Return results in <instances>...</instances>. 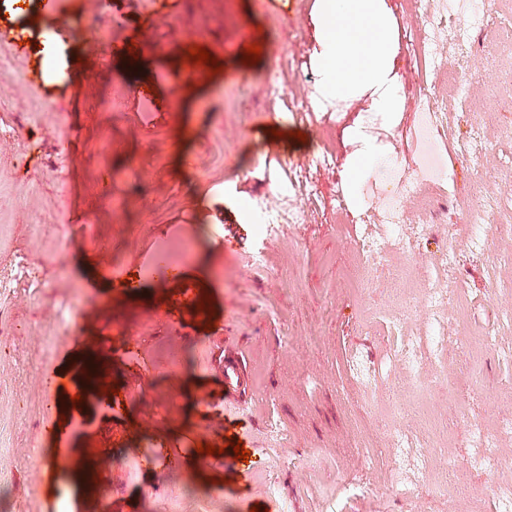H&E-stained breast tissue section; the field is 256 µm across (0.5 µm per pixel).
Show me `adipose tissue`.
Returning a JSON list of instances; mask_svg holds the SVG:
<instances>
[{
  "label": "adipose tissue",
  "mask_w": 512,
  "mask_h": 512,
  "mask_svg": "<svg viewBox=\"0 0 512 512\" xmlns=\"http://www.w3.org/2000/svg\"><path fill=\"white\" fill-rule=\"evenodd\" d=\"M316 94L331 102L371 92L372 106L392 118L399 89L392 74L390 18L383 0H318Z\"/></svg>",
  "instance_id": "ef3b65f1"
}]
</instances>
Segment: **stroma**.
Returning <instances> with one entry per match:
<instances>
[{
	"instance_id": "1",
	"label": "stroma",
	"mask_w": 512,
	"mask_h": 512,
	"mask_svg": "<svg viewBox=\"0 0 512 512\" xmlns=\"http://www.w3.org/2000/svg\"><path fill=\"white\" fill-rule=\"evenodd\" d=\"M385 2L400 89L389 121L366 95L318 102L316 0H205L216 23L191 40L169 21L194 16L196 0L0 4V37L18 45L0 54V127L16 130L0 137V270L20 252L35 270L0 293L11 330L0 340V512H277L286 500L292 512H471L475 498L491 499L498 481L476 471L461 495L430 482L385 493L398 453L385 409L406 380L393 357L400 336L429 333L423 305L393 329L398 294L453 280L469 291L466 322L448 310L445 364L432 344L422 349V378L451 432L447 447L428 451L433 470L475 454L470 420L512 416V398L492 396L512 379L496 354L483 356L478 386H462L459 403L447 387L464 369L460 337L495 331L512 344L500 325L512 314V265L497 259L512 226V0H481L482 24L471 20L474 0H426L422 13ZM106 16L116 24L104 33L92 21ZM432 21L441 38L427 66L410 37ZM462 30L460 60L447 37ZM147 38L157 47L135 71L115 64L118 50ZM254 43L259 60L244 63ZM196 45L220 66L202 81L188 78ZM421 81L439 126L415 108ZM475 130L482 144L470 154ZM365 138L394 164L355 181L349 167ZM188 154L198 168L184 164ZM129 161L140 181L119 175ZM410 176L425 199L402 202L403 224L419 232L400 272L382 205ZM111 192L148 199L152 214L118 216ZM285 194L304 204V224L260 237L241 200L271 207ZM363 231L384 244L370 269L355 257ZM169 240L190 249L177 276H141ZM205 296L212 311L198 307ZM70 306L78 318L58 334L56 312ZM228 350L241 360L235 403L224 397ZM89 353L111 366L112 394L75 365ZM50 415L64 423L47 439L39 429ZM272 425L288 435L274 450ZM235 441L248 461L235 459ZM201 443L222 449L223 466L197 453ZM47 447L61 449L64 469L32 467Z\"/></svg>"
}]
</instances>
